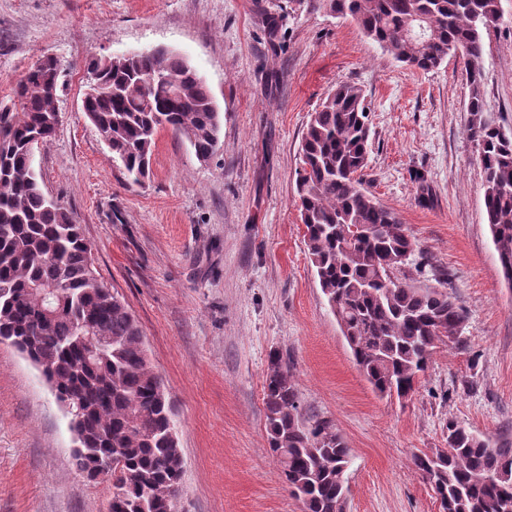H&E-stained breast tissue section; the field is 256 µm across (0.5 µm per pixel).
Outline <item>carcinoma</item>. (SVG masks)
Masks as SVG:
<instances>
[{
  "label": "carcinoma",
  "mask_w": 512,
  "mask_h": 512,
  "mask_svg": "<svg viewBox=\"0 0 512 512\" xmlns=\"http://www.w3.org/2000/svg\"><path fill=\"white\" fill-rule=\"evenodd\" d=\"M355 22L404 65L431 71L450 55L471 93L467 131L480 150L484 207L505 280L512 283V137L484 117L483 31L502 20L500 0H312ZM158 73L165 85L140 83ZM54 63L31 70L0 106V340L42 373L67 412L79 471L111 484L109 512H176L182 478L177 419L141 327L100 279L81 225L43 191L33 150L58 125ZM84 112L128 181L149 174L155 134L167 128L199 158L219 142L220 113L205 82L175 53L112 58ZM370 126L362 88L338 83L311 114L295 190L321 292L354 361L380 397L415 390L435 349L463 343L462 309L446 291L390 278L416 251L397 215L364 188ZM268 447L303 512H345L350 448L326 421L303 414L283 354L264 385ZM442 512H512V440L494 443L448 423L447 448L413 457Z\"/></svg>",
  "instance_id": "carcinoma-1"
}]
</instances>
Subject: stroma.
<instances>
[{
    "label": "stroma",
    "mask_w": 512,
    "mask_h": 512,
    "mask_svg": "<svg viewBox=\"0 0 512 512\" xmlns=\"http://www.w3.org/2000/svg\"><path fill=\"white\" fill-rule=\"evenodd\" d=\"M501 6L483 33L481 92L485 118L512 136V0ZM271 14L281 18L273 37ZM159 47L209 87L219 146L201 160L160 131L149 177L130 185L82 110L84 63ZM47 54L63 67L61 121L34 164L44 192L81 224L165 382L184 461L177 512H302L267 445L275 350L306 417L328 421L351 450L346 512H440L414 454L445 447L452 421L512 438V287L484 213L458 58L409 68L307 0H0L1 105ZM340 82L361 87L370 109L363 185L417 244L399 278L448 292L466 314L462 345L439 346L402 400L378 397L354 363L294 205L302 134ZM73 448L40 371L0 341V512H107V485L79 472Z\"/></svg>",
    "instance_id": "stroma-1"
}]
</instances>
